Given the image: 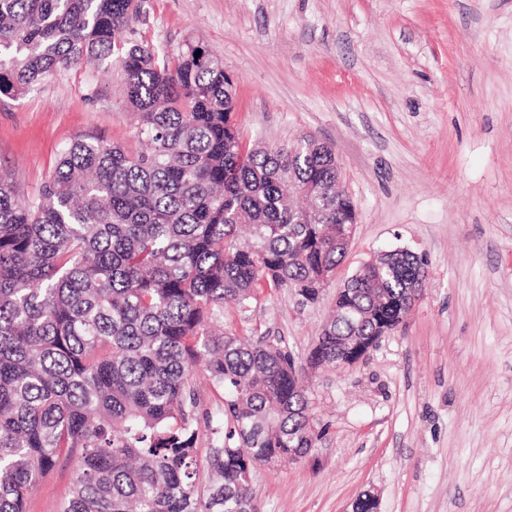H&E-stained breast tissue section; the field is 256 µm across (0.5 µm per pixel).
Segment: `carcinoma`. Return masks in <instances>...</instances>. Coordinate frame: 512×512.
Segmentation results:
<instances>
[{"label":"carcinoma","mask_w":512,"mask_h":512,"mask_svg":"<svg viewBox=\"0 0 512 512\" xmlns=\"http://www.w3.org/2000/svg\"><path fill=\"white\" fill-rule=\"evenodd\" d=\"M138 0H0V96L85 62L118 64L144 148L87 135L25 205L0 177V512L76 465L62 512H256L259 462L322 438L279 341L211 324L265 288L319 299L357 224L336 155L312 138L250 146L224 62L125 35ZM200 56H195L196 51ZM427 262L358 269L311 350L343 366L402 324ZM224 393L199 486L198 370Z\"/></svg>","instance_id":"carcinoma-1"}]
</instances>
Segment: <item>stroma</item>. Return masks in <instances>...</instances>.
<instances>
[{"mask_svg": "<svg viewBox=\"0 0 512 512\" xmlns=\"http://www.w3.org/2000/svg\"><path fill=\"white\" fill-rule=\"evenodd\" d=\"M136 38L223 60L244 142L331 145L359 214L318 302L268 289L224 327L281 340L324 435L253 472L258 512H512V0H140ZM119 68L76 66L0 99V172L32 198L60 150H140ZM429 276L403 325L355 365L306 364L336 292L371 254ZM73 465L28 512H61Z\"/></svg>", "mask_w": 512, "mask_h": 512, "instance_id": "35a3bbf8", "label": "stroma"}]
</instances>
